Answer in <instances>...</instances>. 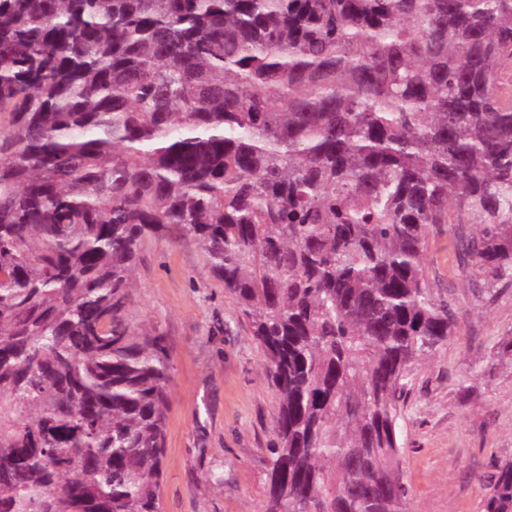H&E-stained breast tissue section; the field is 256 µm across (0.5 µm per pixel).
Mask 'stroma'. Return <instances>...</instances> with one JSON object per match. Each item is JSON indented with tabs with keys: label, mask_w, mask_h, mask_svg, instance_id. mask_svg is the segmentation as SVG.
I'll return each instance as SVG.
<instances>
[{
	"label": "stroma",
	"mask_w": 512,
	"mask_h": 512,
	"mask_svg": "<svg viewBox=\"0 0 512 512\" xmlns=\"http://www.w3.org/2000/svg\"><path fill=\"white\" fill-rule=\"evenodd\" d=\"M426 271L458 313L447 344L416 364L399 420L408 512H484L486 485L512 461V288L459 267L456 241L433 229ZM127 318L161 337L172 386L162 512H262L265 448L277 398L236 301L191 239L149 240Z\"/></svg>",
	"instance_id": "35a3bbf8"
}]
</instances>
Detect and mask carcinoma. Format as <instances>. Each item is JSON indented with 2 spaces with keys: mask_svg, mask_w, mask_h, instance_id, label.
Returning <instances> with one entry per match:
<instances>
[{
  "mask_svg": "<svg viewBox=\"0 0 512 512\" xmlns=\"http://www.w3.org/2000/svg\"><path fill=\"white\" fill-rule=\"evenodd\" d=\"M441 224L512 287V0H0V512H161L169 365L126 312L171 235L265 355L263 512H406Z\"/></svg>",
  "mask_w": 512,
  "mask_h": 512,
  "instance_id": "1",
  "label": "carcinoma"
}]
</instances>
